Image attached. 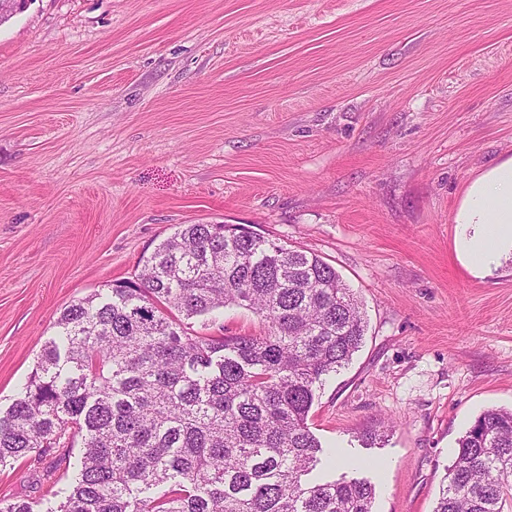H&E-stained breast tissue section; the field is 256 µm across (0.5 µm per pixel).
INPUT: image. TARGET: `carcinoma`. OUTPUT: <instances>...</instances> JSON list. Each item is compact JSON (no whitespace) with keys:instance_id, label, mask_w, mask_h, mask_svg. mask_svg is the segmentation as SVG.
<instances>
[{"instance_id":"cac0c4a2","label":"carcinoma","mask_w":512,"mask_h":512,"mask_svg":"<svg viewBox=\"0 0 512 512\" xmlns=\"http://www.w3.org/2000/svg\"><path fill=\"white\" fill-rule=\"evenodd\" d=\"M227 307L255 313L263 332L226 334ZM56 327L0 411V470L65 463L81 442L48 512H373L365 480H303L322 452L308 424L317 388L367 328L319 256L233 224H180L136 279L69 304ZM509 500L512 409H488L459 438L433 512H504Z\"/></svg>"}]
</instances>
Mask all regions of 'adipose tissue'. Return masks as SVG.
I'll list each match as a JSON object with an SVG mask.
<instances>
[{
    "label": "adipose tissue",
    "mask_w": 512,
    "mask_h": 512,
    "mask_svg": "<svg viewBox=\"0 0 512 512\" xmlns=\"http://www.w3.org/2000/svg\"><path fill=\"white\" fill-rule=\"evenodd\" d=\"M458 247L477 271L512 248V157L476 177L454 217Z\"/></svg>",
    "instance_id": "1"
}]
</instances>
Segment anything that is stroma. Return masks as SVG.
<instances>
[{"instance_id": "1", "label": "stroma", "mask_w": 512, "mask_h": 512, "mask_svg": "<svg viewBox=\"0 0 512 512\" xmlns=\"http://www.w3.org/2000/svg\"><path fill=\"white\" fill-rule=\"evenodd\" d=\"M512 157V0H29L0 25V409L61 310L179 224L318 255L368 329L317 392L373 512H433L457 441L512 407V252L453 217ZM75 467L0 472L50 512Z\"/></svg>"}]
</instances>
